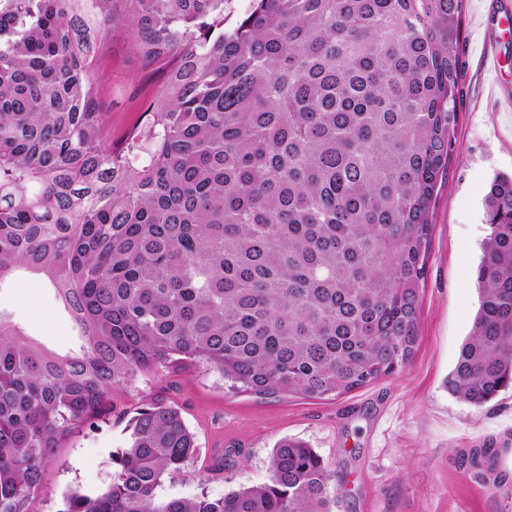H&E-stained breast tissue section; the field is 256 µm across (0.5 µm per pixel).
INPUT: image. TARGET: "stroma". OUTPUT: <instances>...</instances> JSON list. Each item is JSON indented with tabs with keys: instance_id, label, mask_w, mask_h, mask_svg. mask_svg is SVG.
I'll use <instances>...</instances> for the list:
<instances>
[{
	"instance_id": "35a3bbf8",
	"label": "stroma",
	"mask_w": 512,
	"mask_h": 512,
	"mask_svg": "<svg viewBox=\"0 0 512 512\" xmlns=\"http://www.w3.org/2000/svg\"><path fill=\"white\" fill-rule=\"evenodd\" d=\"M503 7V0H467L465 96L449 176L433 208L410 364L341 398L311 400L233 390L199 366L158 368L115 387L101 415L62 443L28 512H60L72 490L103 489L113 454L127 445L128 420L149 402L179 410L200 446L185 475L158 488L161 499L200 493L218 498L264 483L273 447L293 438L327 463L335 512H512V391L477 408L446 388L480 304L476 268L487 235L485 196L496 176L512 173V109L496 90L500 84L512 90V37L502 34ZM487 50L504 62L500 82L484 66ZM96 67L105 118L118 142L159 91L169 66L145 65L119 20ZM0 310L48 350L63 355L80 345L54 290L39 275L24 274L1 288ZM485 448L496 455L488 474L465 462Z\"/></svg>"
}]
</instances>
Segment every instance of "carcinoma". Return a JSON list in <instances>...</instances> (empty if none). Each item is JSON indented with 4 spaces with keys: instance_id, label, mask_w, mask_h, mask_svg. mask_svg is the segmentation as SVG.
Here are the masks:
<instances>
[{
    "instance_id": "carcinoma-1",
    "label": "carcinoma",
    "mask_w": 512,
    "mask_h": 512,
    "mask_svg": "<svg viewBox=\"0 0 512 512\" xmlns=\"http://www.w3.org/2000/svg\"><path fill=\"white\" fill-rule=\"evenodd\" d=\"M174 61L112 145L94 62L117 16ZM467 0H0V286L43 275L79 330L40 348L0 312V512H27L109 392L189 362L229 387L338 398L407 366L463 98ZM480 308L448 390L512 388V176L486 196ZM112 481L62 512H333L294 439L267 482L158 499L200 452L174 407L128 420ZM251 0H224V26L215 31L231 32L239 18L249 9Z\"/></svg>"
}]
</instances>
